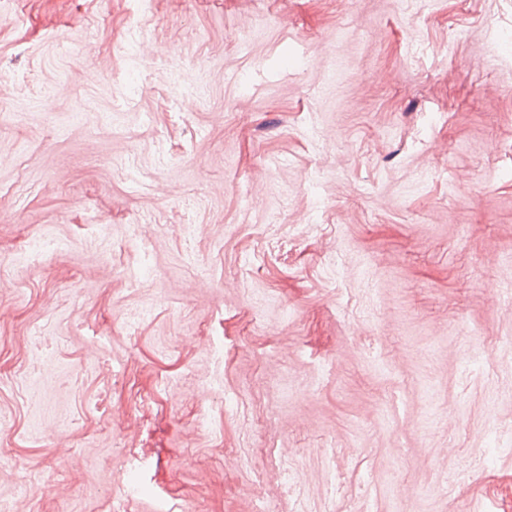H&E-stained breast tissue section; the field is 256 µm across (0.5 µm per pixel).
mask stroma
<instances>
[{
	"label": "stroma",
	"instance_id": "1",
	"mask_svg": "<svg viewBox=\"0 0 512 512\" xmlns=\"http://www.w3.org/2000/svg\"><path fill=\"white\" fill-rule=\"evenodd\" d=\"M511 270L512 0H0V512H512Z\"/></svg>",
	"mask_w": 512,
	"mask_h": 512
}]
</instances>
